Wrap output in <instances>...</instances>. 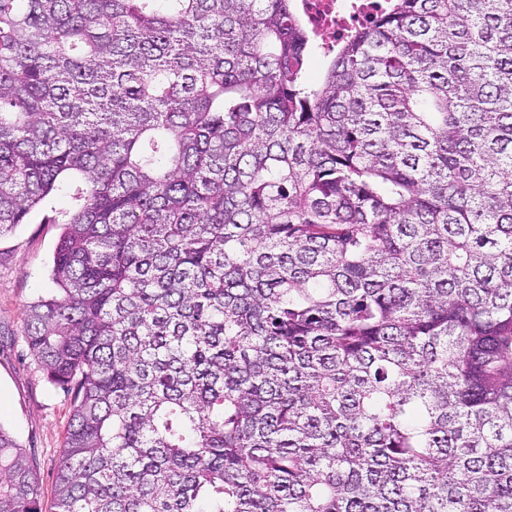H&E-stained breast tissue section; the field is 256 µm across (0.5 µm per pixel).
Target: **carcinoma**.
<instances>
[{
    "label": "carcinoma",
    "instance_id": "carcinoma-1",
    "mask_svg": "<svg viewBox=\"0 0 512 512\" xmlns=\"http://www.w3.org/2000/svg\"><path fill=\"white\" fill-rule=\"evenodd\" d=\"M385 2L313 81L295 0H0L54 512H512V0Z\"/></svg>",
    "mask_w": 512,
    "mask_h": 512
}]
</instances>
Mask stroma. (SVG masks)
I'll return each mask as SVG.
<instances>
[{"instance_id": "stroma-1", "label": "stroma", "mask_w": 512, "mask_h": 512, "mask_svg": "<svg viewBox=\"0 0 512 512\" xmlns=\"http://www.w3.org/2000/svg\"><path fill=\"white\" fill-rule=\"evenodd\" d=\"M69 205L68 195L54 196L0 237V427L37 469L40 512H53L71 395L44 375L25 343L23 319L30 302L55 290L50 267L62 227L51 218Z\"/></svg>"}]
</instances>
